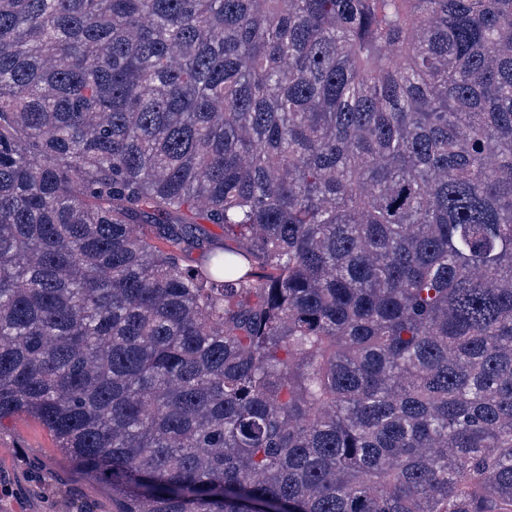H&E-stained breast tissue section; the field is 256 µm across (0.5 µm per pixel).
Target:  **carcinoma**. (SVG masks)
Listing matches in <instances>:
<instances>
[{
	"mask_svg": "<svg viewBox=\"0 0 512 512\" xmlns=\"http://www.w3.org/2000/svg\"><path fill=\"white\" fill-rule=\"evenodd\" d=\"M20 414L113 512H512V0H0Z\"/></svg>",
	"mask_w": 512,
	"mask_h": 512,
	"instance_id": "cac0c4a2",
	"label": "carcinoma"
}]
</instances>
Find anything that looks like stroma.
I'll list each match as a JSON object with an SVG mask.
<instances>
[{"label":"stroma","instance_id":"obj_1","mask_svg":"<svg viewBox=\"0 0 512 512\" xmlns=\"http://www.w3.org/2000/svg\"><path fill=\"white\" fill-rule=\"evenodd\" d=\"M112 512V496L76 471L37 420L0 424V512Z\"/></svg>","mask_w":512,"mask_h":512}]
</instances>
